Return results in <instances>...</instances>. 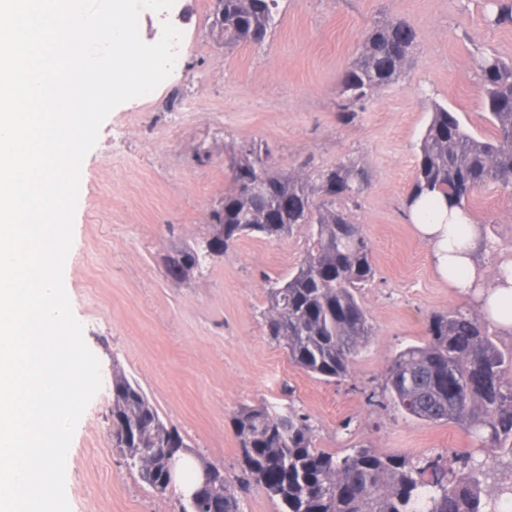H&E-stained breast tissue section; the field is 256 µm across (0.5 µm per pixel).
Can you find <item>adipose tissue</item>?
<instances>
[{
	"label": "adipose tissue",
	"mask_w": 512,
	"mask_h": 512,
	"mask_svg": "<svg viewBox=\"0 0 512 512\" xmlns=\"http://www.w3.org/2000/svg\"><path fill=\"white\" fill-rule=\"evenodd\" d=\"M416 235L432 248V265L449 287L473 292L480 311L497 327L512 331V278L485 286L475 263L481 230L458 207H448L440 195L424 197L409 210Z\"/></svg>",
	"instance_id": "1"
}]
</instances>
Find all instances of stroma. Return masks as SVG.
Masks as SVG:
<instances>
[{
	"label": "stroma",
	"mask_w": 512,
	"mask_h": 512,
	"mask_svg": "<svg viewBox=\"0 0 512 512\" xmlns=\"http://www.w3.org/2000/svg\"><path fill=\"white\" fill-rule=\"evenodd\" d=\"M215 0H174L140 18L152 44L169 21L183 42L181 66L149 97L117 106L80 170L64 286L102 387L85 409L66 457L71 512H179L180 494L156 496L112 446V369L136 381L160 418L236 484L241 512H280L244 482L232 418L262 403L294 407L316 445L344 453L364 442L386 454L436 456L470 448L455 424L430 423L377 399L391 358L421 344L431 313L474 307L434 272L428 244L405 208L432 103L489 136L474 59L512 60V24H496V0H279L262 44L227 46L211 33ZM408 21L416 41L406 74L376 91L349 125L337 119L340 81L366 30ZM266 144L279 169L313 173L346 160L364 164L368 186L349 213L372 246L374 280L361 299L373 334L342 383L289 362L267 334L269 280L305 254L306 228L267 240L247 236L207 257L187 280L167 260L198 248L209 213L231 185L229 153ZM469 212L498 253L479 252L491 275L512 259V189L475 192Z\"/></svg>",
	"instance_id": "obj_1"
}]
</instances>
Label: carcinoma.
Listing matches in <instances>:
<instances>
[{
    "label": "carcinoma",
    "mask_w": 512,
    "mask_h": 512,
    "mask_svg": "<svg viewBox=\"0 0 512 512\" xmlns=\"http://www.w3.org/2000/svg\"><path fill=\"white\" fill-rule=\"evenodd\" d=\"M277 13L278 0H216L211 30L226 45H258ZM415 39L414 28L403 19L365 32L360 56L341 79L339 122L352 123L375 91L400 79ZM476 66L493 135L475 136L456 113L434 105L406 203L437 192L465 210L483 186L512 187V61L482 55ZM271 158V151L258 144L228 156L232 187L224 193L222 212L209 213V219L224 224V242L214 250L224 252L245 236L278 240L306 226V257L288 276L269 281L268 336L309 375L341 382L372 335L359 293L373 280L375 268L362 226L336 201H357L367 187V174L348 161L314 178L301 177L280 171ZM244 175L261 180L263 192H245L240 187ZM381 397L415 419L454 423L471 438L472 447L512 459V349L499 348L476 312L431 314L424 342L391 359ZM110 417L112 447L124 464L156 495L166 496L163 459L172 451H186L187 445L119 368L112 370ZM233 425L244 474L279 503L281 512H415L423 489L428 512H495L496 499L512 494V477L487 488L485 462L472 451L448 460H414L360 443L339 455L315 446L305 415L267 403L241 408ZM180 509L240 512V505L235 487L220 474L201 499H186Z\"/></svg>",
    "instance_id": "obj_1"
}]
</instances>
